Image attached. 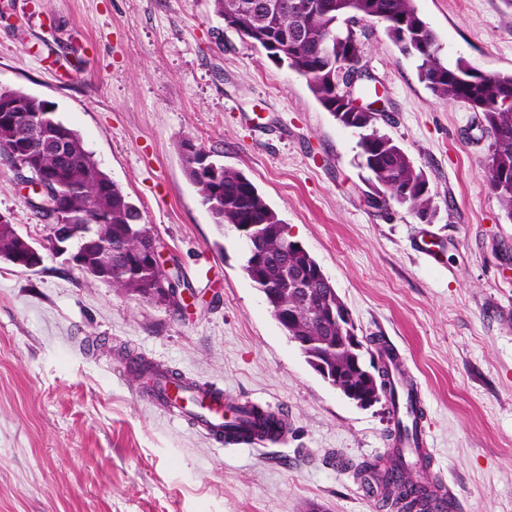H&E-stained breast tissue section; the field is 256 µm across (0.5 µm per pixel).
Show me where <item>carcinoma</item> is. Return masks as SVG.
Segmentation results:
<instances>
[{"mask_svg": "<svg viewBox=\"0 0 512 512\" xmlns=\"http://www.w3.org/2000/svg\"><path fill=\"white\" fill-rule=\"evenodd\" d=\"M288 8L266 20L255 15L241 17L242 35L258 43L267 57L275 55L272 44L279 35L304 29L295 54L284 64L303 78H311L308 87L320 105L341 125L359 132L360 166L370 174L375 192L370 204L383 208L395 202L406 205L421 218L432 211L429 181L416 168L407 153L379 127L380 117L373 112H351L345 109L342 98L336 95L340 83L339 62L344 60L352 36L343 24L348 10H329L330 0H303L307 8L298 12L294 0H277ZM368 13L386 22V33H406L400 51L420 61L419 75L427 88L437 97L453 102L480 100L485 105L478 123L490 134L487 169L488 186L497 197L507 217L512 220V73L498 72L490 78L472 73L459 59L450 65L442 57V45L435 31L422 18L416 0H366ZM25 112L9 124L4 117L13 105ZM63 124L48 101L24 90L0 88V150L17 155L48 181L46 201L35 206L43 217L54 224H70L79 230L73 248L84 251L86 241L96 239L112 244V251H97L87 255L77 270L87 280L103 283L113 291L142 298L150 297L148 288L158 275L157 268L148 264L142 251V237L147 232L142 212L130 196L99 168L83 144L78 131L70 129L69 145L62 151H40L31 146V127L34 124ZM186 176L195 187L201 203L212 214L215 223L236 229L242 224H255L257 230L268 233L265 241L266 263L257 267L252 254L246 255L243 270L258 288L279 292V307L288 317L298 316L290 326L280 325L290 336H308L320 342L337 336L335 327L315 315H302L293 293L282 288L293 284L294 274L301 267L321 269L307 251L296 247L288 226L270 207L257 186L240 170L217 165V169L202 165L205 148L190 149V141L182 144ZM30 241L18 232L15 225L0 226V256L11 257V264L20 269L38 267L43 255L28 254L24 242ZM382 397L396 407L397 394L384 362L376 367ZM247 415L239 422L227 424L233 432L246 426L264 428L272 417L254 406L237 409ZM410 467L400 454L391 453L386 464L367 462L357 468V475L366 482L378 481L384 487V498L392 512H437L436 492L412 484L405 472Z\"/></svg>", "mask_w": 512, "mask_h": 512, "instance_id": "1", "label": "carcinoma"}]
</instances>
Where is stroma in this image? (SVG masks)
I'll return each instance as SVG.
<instances>
[{
	"mask_svg": "<svg viewBox=\"0 0 512 512\" xmlns=\"http://www.w3.org/2000/svg\"><path fill=\"white\" fill-rule=\"evenodd\" d=\"M448 61L512 72V0H416ZM382 132L427 176L434 217L368 206L358 135L304 79L225 28L213 0H0V88L52 102L137 204L185 283L175 304L87 281L46 253L0 262V512H388L352 470L386 458V403L361 408L306 363L200 203L193 140L242 171L323 267L369 356L401 354L450 512H512V220L489 137L374 28ZM0 220L43 237L0 161ZM278 410L285 442L218 446L136 391L131 357Z\"/></svg>",
	"mask_w": 512,
	"mask_h": 512,
	"instance_id": "obj_1",
	"label": "stroma"
}]
</instances>
